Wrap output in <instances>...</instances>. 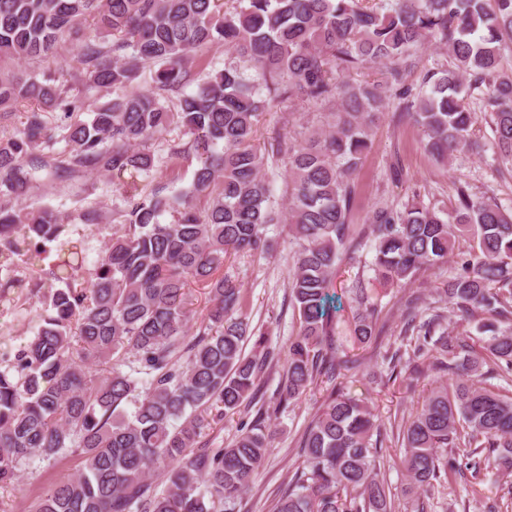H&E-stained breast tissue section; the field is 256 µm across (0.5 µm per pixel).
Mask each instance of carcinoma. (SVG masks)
Here are the masks:
<instances>
[{
    "label": "carcinoma",
    "mask_w": 512,
    "mask_h": 512,
    "mask_svg": "<svg viewBox=\"0 0 512 512\" xmlns=\"http://www.w3.org/2000/svg\"><path fill=\"white\" fill-rule=\"evenodd\" d=\"M0 0V58L54 59L90 23L80 75L112 93L88 119L66 72L0 73V112L30 109L0 138V298L29 295L42 305L36 336L0 370V486L32 457L74 454L77 474L46 490L34 512H244L243 494L273 447L259 410L225 448L203 433L249 413L265 377L282 368L274 412L324 384L318 411L299 442V465L270 512H396L379 478L383 440L401 442L410 488L424 492L462 470L481 480L512 470V398L482 386L512 374V212L456 188L453 212L407 203L368 219L374 281L403 291V333L417 332L413 357H388L390 378L448 377L415 412L382 421L366 399L337 384L359 360L336 336V269L365 232L351 224L354 176L386 109L380 87L346 75L380 66L399 87L393 112L423 136L442 163L480 147L488 124L498 158L512 165V73L500 51L512 40V0ZM451 66L406 85L412 52L429 41ZM224 43L239 64L210 72L196 91L190 53ZM150 88L132 91L145 70ZM286 100L336 103L329 130L301 140L277 132L254 144L262 116ZM68 147L65 167L53 147ZM197 158L189 190L151 186L160 163ZM284 164L288 207L272 206L267 172ZM99 170L119 177L121 204L105 215H60L30 202L36 190ZM171 220L164 221L165 216ZM117 225L91 264L80 224ZM290 224L289 304L299 331L284 350L251 327L241 288L224 266L239 253L266 255L270 224ZM472 244L455 252L456 238ZM55 254L48 278L27 266ZM455 264L438 289L480 336L433 338L441 307L414 325L426 302L407 287L427 268ZM209 307L190 302L191 286ZM352 338L377 339L372 289L355 281ZM252 342L250 352L244 345ZM134 366L125 372L126 358ZM480 455L483 461L473 457Z\"/></svg>",
    "instance_id": "obj_1"
}]
</instances>
